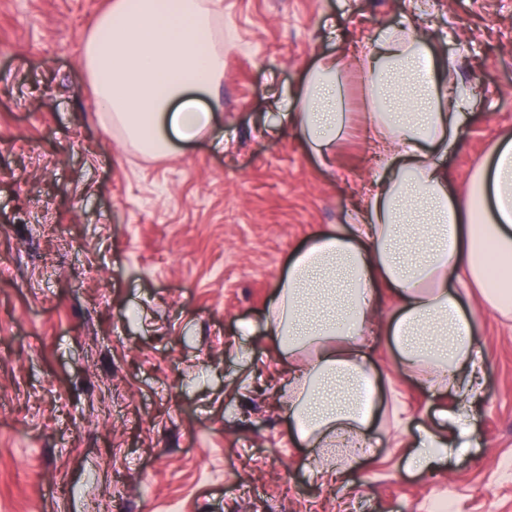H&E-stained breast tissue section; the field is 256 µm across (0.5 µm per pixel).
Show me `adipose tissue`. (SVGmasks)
<instances>
[{
  "instance_id": "1",
  "label": "adipose tissue",
  "mask_w": 512,
  "mask_h": 512,
  "mask_svg": "<svg viewBox=\"0 0 512 512\" xmlns=\"http://www.w3.org/2000/svg\"><path fill=\"white\" fill-rule=\"evenodd\" d=\"M209 5L112 0L83 45L103 128L120 117L127 141L168 156L221 123L213 86L224 60L211 47ZM343 68L339 57H319L285 101L289 126L328 169L347 125L336 102ZM363 74L376 177L348 228L321 233L292 258L264 313V333L288 361L280 396L294 437L319 449L312 475L325 481L352 465L374 425L403 433L395 411L374 402L367 352L378 330L391 336L407 374L453 397L420 428L409 459L430 472L451 449L470 448L473 403L487 391L465 290L480 289L486 310L512 318V137L496 143L467 190L451 191L437 159L463 140L469 91L433 62L425 35L403 26L380 32ZM383 288L399 306L381 323Z\"/></svg>"
}]
</instances>
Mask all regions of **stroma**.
I'll return each instance as SVG.
<instances>
[{
    "instance_id": "stroma-1",
    "label": "stroma",
    "mask_w": 512,
    "mask_h": 512,
    "mask_svg": "<svg viewBox=\"0 0 512 512\" xmlns=\"http://www.w3.org/2000/svg\"><path fill=\"white\" fill-rule=\"evenodd\" d=\"M111 0H0V512H512V320L473 304L491 394L466 454L429 474L373 433L319 482L263 333L289 257L345 224L375 177L364 77L321 168L279 104L321 55L382 29L431 37L474 106L439 157L464 189L512 134V0H219L224 122L171 156L105 130L84 34ZM371 359L410 437L435 399L386 332Z\"/></svg>"
}]
</instances>
